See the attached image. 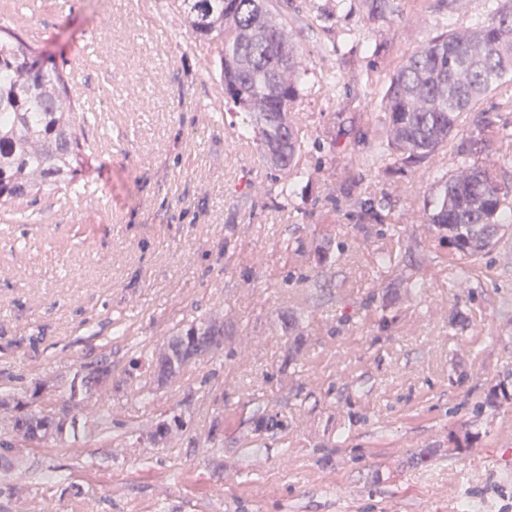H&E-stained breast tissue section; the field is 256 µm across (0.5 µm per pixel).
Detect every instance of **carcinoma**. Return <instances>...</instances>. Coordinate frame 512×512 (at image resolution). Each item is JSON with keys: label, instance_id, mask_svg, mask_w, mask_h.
Listing matches in <instances>:
<instances>
[{"label": "carcinoma", "instance_id": "1", "mask_svg": "<svg viewBox=\"0 0 512 512\" xmlns=\"http://www.w3.org/2000/svg\"><path fill=\"white\" fill-rule=\"evenodd\" d=\"M394 0H361L368 19L385 22ZM292 0H177L191 37L216 40L221 49L214 77L224 100L238 108L239 140L254 144L272 171L267 193L288 195L289 173L302 175L300 162L308 152L292 120L305 72L296 39L297 18L288 11ZM512 80V0H497L492 17L476 26L442 32L426 41L387 75L380 108L386 112L384 129L364 140L367 166L420 163L448 146L461 116L475 110L501 81ZM86 113L73 99L66 77L55 65L42 63L19 35L0 26V211H13L21 200L35 202L41 193L60 191L75 182L85 143L80 139ZM487 138L471 143L469 153L486 148L487 140L508 141L512 134L488 122ZM470 175L442 174L433 207L423 210L421 222L432 231L448 234L459 259L484 255L501 225L512 222L505 211L509 192L487 165L462 161ZM362 217L380 224L385 200L360 203ZM288 339L284 365L292 364L309 336L299 318L279 319ZM97 345L98 354L83 363L63 390L57 382L34 378L20 391L13 380L3 381L0 406H12L9 423L0 429V474L22 459L25 450L73 440L94 449L84 465L45 464L33 459L39 472L42 512H63L64 496L92 498L94 494L70 480V470L99 469L112 458V435L131 434L138 442L164 445L174 436L188 448L197 447L192 420L183 412L162 410L150 426L141 429L112 415L110 406L98 407L91 418L79 421V408L95 392L144 400L158 388L172 384L185 370L224 350V322L217 319H181L164 346L155 351L142 346L130 368L112 370V340ZM512 401V390L500 383L487 404L498 407ZM256 434L288 427V420L268 405L258 403L249 417Z\"/></svg>", "mask_w": 512, "mask_h": 512}]
</instances>
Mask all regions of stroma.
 I'll return each instance as SVG.
<instances>
[{
  "label": "stroma",
  "mask_w": 512,
  "mask_h": 512,
  "mask_svg": "<svg viewBox=\"0 0 512 512\" xmlns=\"http://www.w3.org/2000/svg\"><path fill=\"white\" fill-rule=\"evenodd\" d=\"M495 0H395L388 22L367 21L359 0H293L323 25L300 30L307 71L293 118L309 152L288 198L267 195L270 171L239 143L205 66L214 41H193L175 0H10L0 24L56 66L82 47L106 60L73 93L95 112L82 127L107 154L85 157L78 185L108 206L77 208L43 193L0 214V336L40 337L38 351L0 353V379L62 377L89 361V331L128 334L112 344L121 372L137 345L163 343L174 324L224 318V355L157 390L152 405L113 398L122 420L146 425L185 390L198 447L119 438L108 468L81 478L98 512H464L484 500L512 512V403L485 407L512 383V227L470 266L419 216L439 177L455 171L474 118L448 147L414 167L356 164V128L381 131L382 83L442 31L483 21ZM336 39L335 56L319 47ZM335 73L328 83L327 73ZM385 199L383 223L358 202ZM326 247V258L317 250ZM383 252L401 255L379 266ZM425 281L406 290V278ZM300 316L310 342L283 370L276 329ZM288 428L255 436V401ZM224 422L223 447L207 438ZM473 435L454 451L449 432Z\"/></svg>",
  "instance_id": "stroma-1"
}]
</instances>
